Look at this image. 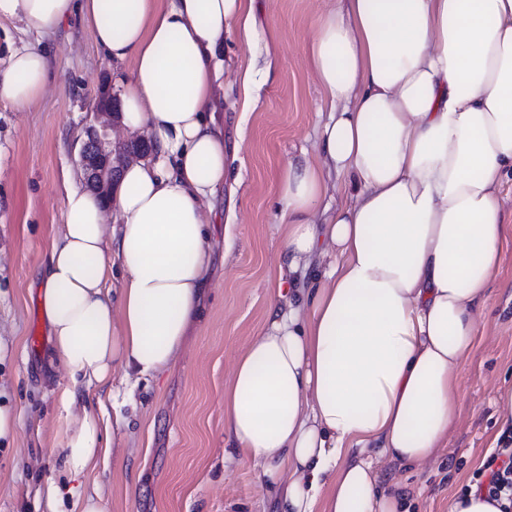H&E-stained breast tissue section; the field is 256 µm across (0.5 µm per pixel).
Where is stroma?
I'll return each instance as SVG.
<instances>
[{"instance_id":"1","label":"stroma","mask_w":512,"mask_h":512,"mask_svg":"<svg viewBox=\"0 0 512 512\" xmlns=\"http://www.w3.org/2000/svg\"><path fill=\"white\" fill-rule=\"evenodd\" d=\"M325 0H255L269 73L245 107L235 72L252 60L237 33L224 36V145L229 175L214 201L205 316L176 363L157 377L74 387L49 360L50 323L41 294L43 262L62 220L63 178L84 179L77 152L93 122L96 93L112 66L89 30L71 19L49 37L0 20V69L14 49L48 54L50 91L20 110L0 103V405L17 418L0 439V512H45L48 478L72 486L59 465L65 419L103 402L111 431L105 455L80 481L99 490L107 512H274L275 487L255 461L224 441V387L237 354L270 312L268 278L282 249L279 188L288 165L314 159L322 94L306 46ZM489 289L477 348L461 378V418L446 447L423 468L388 465L381 483L406 490L402 512H448V500L476 481L497 446V402L512 388V236ZM76 401L64 406L66 390Z\"/></svg>"}]
</instances>
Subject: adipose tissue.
<instances>
[{"label":"adipose tissue","instance_id":"1","mask_svg":"<svg viewBox=\"0 0 512 512\" xmlns=\"http://www.w3.org/2000/svg\"><path fill=\"white\" fill-rule=\"evenodd\" d=\"M253 0H0V19L51 36L79 18L125 66L124 123L153 158L125 168L116 210L65 187L41 276L51 362L73 384L158 376L204 314L208 226L224 186V34L258 43ZM308 65L329 112L315 160L280 183L283 248L272 277L328 257L300 303L272 314L235 359L224 429L261 462L281 512H397L378 465L420 466L461 417L460 375L499 274L501 186L512 175V0H330ZM40 47L14 50L0 101L48 86ZM355 194L317 223L330 174ZM121 269L118 298L106 283ZM98 407L68 422L60 465L87 475ZM106 512L99 494L46 484L49 512Z\"/></svg>","mask_w":512,"mask_h":512}]
</instances>
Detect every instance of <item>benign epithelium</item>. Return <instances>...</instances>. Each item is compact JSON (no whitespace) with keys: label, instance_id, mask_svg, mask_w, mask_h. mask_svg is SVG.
Listing matches in <instances>:
<instances>
[{"label":"benign epithelium","instance_id":"1","mask_svg":"<svg viewBox=\"0 0 512 512\" xmlns=\"http://www.w3.org/2000/svg\"><path fill=\"white\" fill-rule=\"evenodd\" d=\"M119 118L117 100L110 89L102 90L94 112L95 123L85 129L78 152L86 187L107 200L112 199V188L120 181L123 167L131 159L143 158L151 151L150 142L142 139L112 146L110 135Z\"/></svg>","mask_w":512,"mask_h":512}]
</instances>
